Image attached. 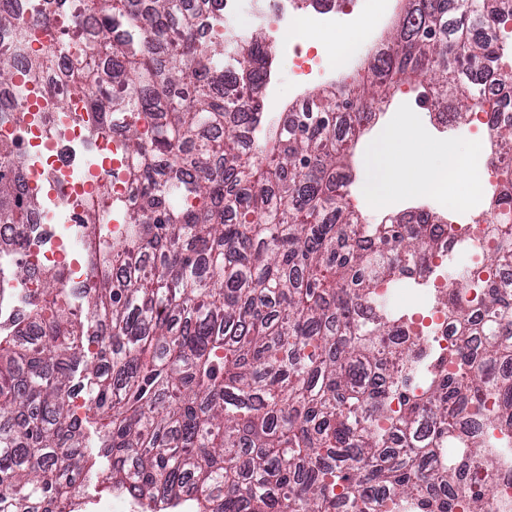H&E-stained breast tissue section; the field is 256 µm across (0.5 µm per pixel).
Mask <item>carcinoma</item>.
Listing matches in <instances>:
<instances>
[{"label": "carcinoma", "instance_id": "cac0c4a2", "mask_svg": "<svg viewBox=\"0 0 512 512\" xmlns=\"http://www.w3.org/2000/svg\"><path fill=\"white\" fill-rule=\"evenodd\" d=\"M408 2L372 76L308 96L248 153L241 131L263 119L268 49L258 36L200 38L189 0H82L89 37L34 55L35 71L67 60L72 90L97 87V129L124 122L137 206L118 236L122 203L89 205L90 284L48 269L44 299L0 327V512H82L99 457L111 459L103 489L149 512L183 506L189 484V512H453L435 480L466 484L479 458L491 472L484 439L451 459L443 446L463 414L512 434V376L492 373L512 364V290L478 303L466 274L448 279V320L475 348L444 359L417 337L379 377L384 337L404 321L378 288L433 251L439 219L422 209L412 226L363 224L337 194L354 143L340 126L358 110L418 82L464 119L480 104L473 72L503 61L486 17L512 40V0H457L452 23L448 0ZM4 31L31 41L8 0ZM190 55L233 65L195 68ZM17 163L0 150V224L32 220L34 198L7 179ZM495 238L485 261L512 264V224ZM84 420L98 425L92 448Z\"/></svg>", "mask_w": 512, "mask_h": 512}]
</instances>
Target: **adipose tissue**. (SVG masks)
I'll return each instance as SVG.
<instances>
[{"label": "adipose tissue", "mask_w": 512, "mask_h": 512, "mask_svg": "<svg viewBox=\"0 0 512 512\" xmlns=\"http://www.w3.org/2000/svg\"><path fill=\"white\" fill-rule=\"evenodd\" d=\"M420 133L414 128L396 127L387 130L369 149L362 192L374 205L388 204L396 191L400 175L411 178L415 190L430 191L441 177H454L474 156L448 143L441 159L424 158L418 148Z\"/></svg>", "instance_id": "adipose-tissue-1"}]
</instances>
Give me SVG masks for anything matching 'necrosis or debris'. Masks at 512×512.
<instances>
[{"label":"necrosis or debris","instance_id":"1","mask_svg":"<svg viewBox=\"0 0 512 512\" xmlns=\"http://www.w3.org/2000/svg\"><path fill=\"white\" fill-rule=\"evenodd\" d=\"M288 0H205L201 18L209 35L232 39L246 33L255 23H263L278 40L288 73L298 84L330 81L337 69L353 64L358 45L340 42L333 55H320L317 48H305V39L323 41L336 28V15L322 0L302 14H294ZM48 37L29 43L12 62L16 82L6 95L11 105L9 116L0 118V145L13 148L20 156L14 171L19 187L34 196L37 207L33 223L23 227L0 226V241L24 233L30 275L18 284L13 300L0 303V322L11 319L20 304L40 297L42 272L63 269L67 284L80 288L90 278L81 252L84 228L80 219L95 200L101 187H109L114 198L134 204L135 191L126 176L129 158L122 141L123 128L113 125L109 132L91 136L94 113L88 112V93L71 91L49 72L34 76L30 58L49 49ZM512 123V113H501L491 120L482 111L470 115L467 136L489 143L490 157L477 172V180L465 199L453 208V222L439 224L438 248L424 264L402 271L398 279L406 303L413 312L409 330L434 336L440 347L458 346L460 337L441 305L448 282L433 275L449 256L463 254L467 271L480 298L497 293L512 282V267H489L485 254L493 245L488 202L503 190L500 169L512 165V145L496 137L497 124Z\"/></svg>","mask_w":512,"mask_h":512}]
</instances>
